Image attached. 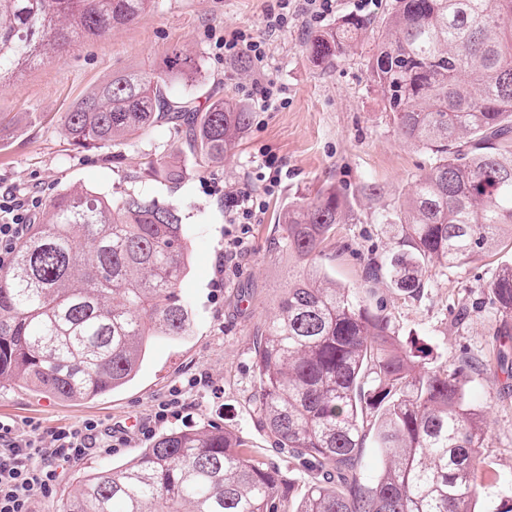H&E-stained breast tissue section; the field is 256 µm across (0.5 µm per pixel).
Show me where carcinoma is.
Listing matches in <instances>:
<instances>
[{"label": "carcinoma", "mask_w": 512, "mask_h": 512, "mask_svg": "<svg viewBox=\"0 0 512 512\" xmlns=\"http://www.w3.org/2000/svg\"><path fill=\"white\" fill-rule=\"evenodd\" d=\"M153 0H0V86L70 45L140 18ZM366 28L343 19L310 45L331 67ZM369 61L398 133L424 148L397 218L382 216L395 252L365 266L418 299L433 269L472 262L512 237V0H399ZM203 84L196 55L158 70L120 71L78 99L62 122L76 150L127 143L166 123L204 159L224 157L249 112L224 98L173 99L169 84ZM170 184L176 165L151 167ZM347 204L333 187L284 208L299 271L256 340L257 423L312 484L294 512H474L493 469L482 457L487 413L465 387L473 360L428 367L430 349L399 335L357 288L322 276L317 259ZM191 256L178 208L136 192L65 189L0 271V381L59 401H86L132 382L159 336L189 335L179 288ZM512 319V265L489 285ZM506 367L512 325L497 331ZM373 435L377 471L361 469ZM293 484L221 426L171 429L123 465L73 483L63 512H281Z\"/></svg>", "instance_id": "obj_1"}]
</instances>
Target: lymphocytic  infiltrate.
Instances as JSON below:
<instances>
[{"instance_id": "obj_1", "label": "lymphocytic infiltrate", "mask_w": 512, "mask_h": 512, "mask_svg": "<svg viewBox=\"0 0 512 512\" xmlns=\"http://www.w3.org/2000/svg\"><path fill=\"white\" fill-rule=\"evenodd\" d=\"M41 201L10 189L0 192V269L10 267L16 244L35 222ZM115 436L97 419L45 431L28 420L0 418V512H33L53 493L63 471L91 452H111Z\"/></svg>"}]
</instances>
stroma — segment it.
<instances>
[{
  "label": "stroma",
  "mask_w": 512,
  "mask_h": 512,
  "mask_svg": "<svg viewBox=\"0 0 512 512\" xmlns=\"http://www.w3.org/2000/svg\"><path fill=\"white\" fill-rule=\"evenodd\" d=\"M277 0H153L150 11L106 34L74 44L59 57L24 70L0 87V190H34L42 204L66 188H87L110 197L133 190L178 207L192 266L180 294L189 304L193 324L185 339L156 338L137 380L130 387L93 400L67 403L6 382L0 383V417L27 419L44 429H58L94 418L124 428L132 418L150 431L127 430L128 442L112 453H92L71 466L51 497L36 512H61L76 474L107 470L148 447L161 433L212 424L234 430L248 448L277 465L302 494L309 477L274 446L255 419L257 394L252 361L256 335L278 305L294 272L282 232L275 224L289 202L315 198L335 187L348 203L345 223L337 225L318 267L346 287H364L368 258L387 256L392 234L381 216L395 214L430 155L396 131L376 92L368 62L377 51L379 24L393 0H336L333 13L316 22L292 16L288 26L266 36L264 15ZM369 20L353 46L334 66L312 60L308 47L338 20ZM236 30L266 37L268 59L257 66L248 58L226 59L219 45ZM201 56L206 88L216 96L249 103L253 84L274 81L288 100L276 112L251 111L249 125L224 159L210 162L177 150L168 127H155L126 145L73 149L62 124L72 104L113 72L157 69L174 47ZM281 163V179L269 185L265 159ZM164 159L186 172L178 184L150 177L148 160ZM248 189L264 203V212L249 227V244L233 265L221 268L217 257L236 234L224 212V193ZM512 263V242L480 260L433 271L424 295L412 300L384 284H375L372 306L389 314L397 329L433 350L430 365H457L461 358L486 361L471 375L473 399L486 408L490 431L482 454L499 478L481 488L477 512H503L512 504V379L487 362L498 338V317L488 283L498 267ZM464 319H456L459 306ZM209 372L222 397L196 387L185 409L160 425L150 418L172 386L186 385L195 373Z\"/></svg>",
  "instance_id": "1"
}]
</instances>
